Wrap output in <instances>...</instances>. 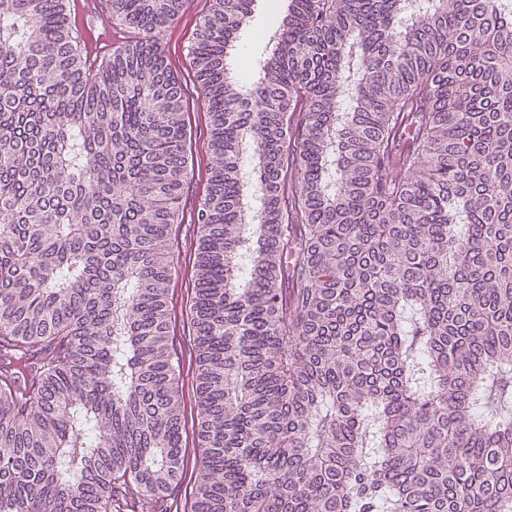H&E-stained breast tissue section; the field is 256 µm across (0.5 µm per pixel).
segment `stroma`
I'll return each instance as SVG.
<instances>
[{"label": "stroma", "mask_w": 512, "mask_h": 512, "mask_svg": "<svg viewBox=\"0 0 512 512\" xmlns=\"http://www.w3.org/2000/svg\"><path fill=\"white\" fill-rule=\"evenodd\" d=\"M270 0H257L250 17V34L236 42L234 55L260 63L267 56L259 35L277 28L281 11L271 9ZM211 0H187L179 17L159 35V43L175 78L179 81L187 122L186 150L190 176L185 185L179 212L171 226L169 250L175 272L168 287V320L173 354L179 365L176 390L183 413L184 472L181 480L166 493L151 495L129 487L119 495L121 512H190L198 479L200 450L198 448V409L195 395V350L190 325L194 296L195 257L201 236L197 222L199 205L206 194L210 153L209 118L202 105V96L191 63L190 47L197 23L207 14Z\"/></svg>", "instance_id": "1"}]
</instances>
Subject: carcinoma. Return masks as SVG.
Wrapping results in <instances>:
<instances>
[{"mask_svg": "<svg viewBox=\"0 0 512 512\" xmlns=\"http://www.w3.org/2000/svg\"><path fill=\"white\" fill-rule=\"evenodd\" d=\"M213 0L191 307V512H512V16L499 0H290L250 84ZM88 71L63 0H0V512H112L183 473L167 318L190 171L158 42Z\"/></svg>", "mask_w": 512, "mask_h": 512, "instance_id": "1", "label": "carcinoma"}]
</instances>
